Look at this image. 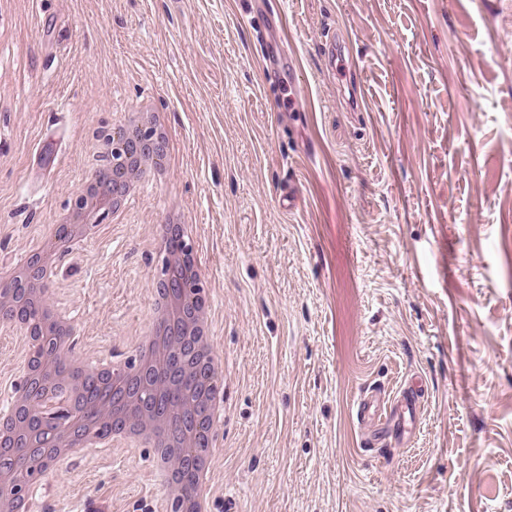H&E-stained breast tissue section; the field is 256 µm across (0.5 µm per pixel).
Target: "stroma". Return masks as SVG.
<instances>
[{
  "instance_id": "stroma-1",
  "label": "stroma",
  "mask_w": 512,
  "mask_h": 512,
  "mask_svg": "<svg viewBox=\"0 0 512 512\" xmlns=\"http://www.w3.org/2000/svg\"><path fill=\"white\" fill-rule=\"evenodd\" d=\"M0 15V262L72 207L114 112L149 98L168 117L167 182L75 250L52 293L89 350L125 349L149 319L155 229L173 207L196 224L225 360L214 512H512V0H0ZM262 26L281 28L301 103L267 84ZM413 377V434L364 450L360 395ZM150 464L84 451L36 512H152Z\"/></svg>"
}]
</instances>
